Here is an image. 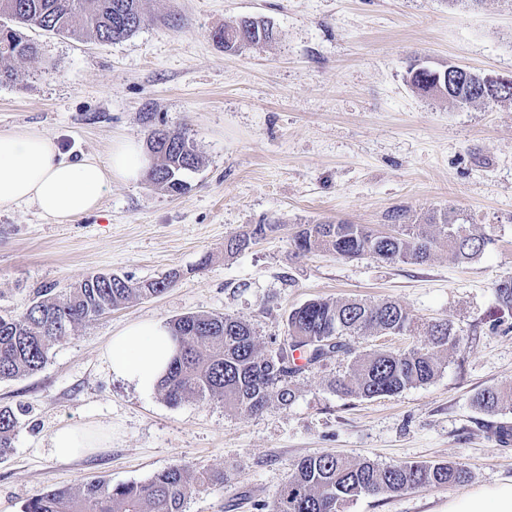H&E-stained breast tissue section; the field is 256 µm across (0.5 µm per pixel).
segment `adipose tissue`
Wrapping results in <instances>:
<instances>
[{
  "label": "adipose tissue",
  "instance_id": "ef3b65f1",
  "mask_svg": "<svg viewBox=\"0 0 512 512\" xmlns=\"http://www.w3.org/2000/svg\"><path fill=\"white\" fill-rule=\"evenodd\" d=\"M151 164L143 146L120 138L106 159L73 161L57 142L27 129L0 130V211L33 206L62 224L98 210L113 181H138ZM177 345L159 320L132 323L114 334L103 356L112 374L137 389H155ZM447 512H512V482L482 487L448 502Z\"/></svg>",
  "mask_w": 512,
  "mask_h": 512
}]
</instances>
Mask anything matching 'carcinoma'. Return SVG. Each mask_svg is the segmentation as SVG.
<instances>
[{
  "label": "carcinoma",
  "instance_id": "obj_1",
  "mask_svg": "<svg viewBox=\"0 0 512 512\" xmlns=\"http://www.w3.org/2000/svg\"><path fill=\"white\" fill-rule=\"evenodd\" d=\"M0 16L44 31L87 36L101 42L121 41L140 29L145 18L140 0H0ZM273 37L271 28L245 20L226 26L218 34L224 50L241 48ZM38 45L19 31L0 27V83L22 80L23 73L7 65L12 59H30ZM410 82L417 90L439 94L448 89L447 74L410 66ZM148 143L157 145L151 155L147 179L179 195L187 189L185 173L201 163L193 141L181 132L155 127ZM433 234L423 224H397L379 236L359 224L336 223L333 232L322 224H309L294 239L296 252L327 250L341 257L372 253L388 262L427 261L434 248L448 247L458 262L479 257L489 238L458 223L444 212L430 218ZM274 224H257L251 232L229 238L224 252L245 250L252 240L274 231ZM177 274H166L134 284L124 276L99 273L75 284L60 301L51 288L35 291L30 306L19 316H0V380H14L41 370L51 347L78 324L97 319L140 296L156 295L172 286ZM498 303L512 310V276L495 288ZM288 336L275 353L259 351L250 324L237 317L191 313L172 321L170 328L181 350L174 357L159 390L171 406L190 396L219 398L224 406L256 414L277 402L289 405L295 398L290 387L299 366L294 352L309 363L342 354L349 357L348 371L333 381L346 397L375 398L397 395L430 382L439 371L440 353L459 344L446 323L417 324L392 301L312 299L293 309L287 319ZM422 332L427 342L407 350H373L360 353L347 342L349 336ZM476 406L488 414L512 409V387L490 386L479 392ZM18 418L10 408L0 409V455L13 447ZM470 470L458 463L421 462L380 465L369 460L352 463L331 454L299 460L295 475L275 495L268 512H340L341 506L361 494H394L424 486L447 487L465 482ZM224 483V473H195L182 465L170 466L145 483L112 485L93 479L77 491L56 489L30 499L25 512H186L187 499L198 487Z\"/></svg>",
  "mask_w": 512,
  "mask_h": 512
}]
</instances>
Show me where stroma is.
I'll use <instances>...</instances> for the list:
<instances>
[{"label":"stroma","instance_id":"obj_1","mask_svg":"<svg viewBox=\"0 0 512 512\" xmlns=\"http://www.w3.org/2000/svg\"><path fill=\"white\" fill-rule=\"evenodd\" d=\"M144 25L102 43L40 29L23 81L0 85V129L53 137L67 157L105 156L112 137L146 140L165 125L202 158L188 188L168 195L148 180L113 183L99 210L64 224L38 209L0 212V315H18L36 289L56 295L86 276L135 282L170 271L163 293L137 298L76 326L37 373L0 381V407L18 410L13 448L0 456V512L34 496L78 490L95 477L143 483L185 465L224 474L194 493L186 512H260L305 456L352 462H451L471 477L450 487L362 495L342 512H447L449 499L512 482V444L474 395L512 385V311L495 288L512 275V100L459 107L424 95L413 60L512 75V0H142ZM243 19L272 27L270 42L236 52L215 34ZM454 210L490 238L471 262L435 248L423 263L371 255L297 253L307 224L345 222L386 231ZM273 232L249 249L226 239L254 225ZM317 298L391 300L418 323H448L461 337L429 383L391 397L337 395L348 360L303 363L295 399L257 414L217 398L170 406L112 375L110 337L145 319L189 313L247 320L262 353L288 333L289 312ZM101 428L106 447L54 456L62 427Z\"/></svg>","mask_w":512,"mask_h":512}]
</instances>
